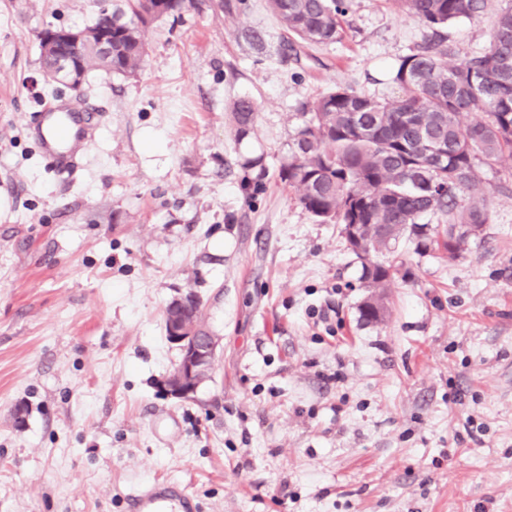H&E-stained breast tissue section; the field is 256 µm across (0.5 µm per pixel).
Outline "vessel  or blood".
I'll return each mask as SVG.
<instances>
[{"label":"vessel or blood","mask_w":512,"mask_h":512,"mask_svg":"<svg viewBox=\"0 0 512 512\" xmlns=\"http://www.w3.org/2000/svg\"><path fill=\"white\" fill-rule=\"evenodd\" d=\"M81 112L68 103L54 104L41 117L37 130L44 154L60 167H73L83 145L95 138L94 127H83ZM128 512H196L188 488L179 480L162 479L135 485L127 496Z\"/></svg>","instance_id":"vessel-or-blood-1"}]
</instances>
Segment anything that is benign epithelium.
<instances>
[{
    "mask_svg": "<svg viewBox=\"0 0 512 512\" xmlns=\"http://www.w3.org/2000/svg\"><path fill=\"white\" fill-rule=\"evenodd\" d=\"M44 37L58 43L78 42L83 34L74 29H56ZM168 340L177 345L181 358L177 371L164 382L166 394L177 400H188L210 375L217 348V338L205 328L176 320L165 313Z\"/></svg>",
    "mask_w": 512,
    "mask_h": 512,
    "instance_id": "7a95c632",
    "label": "benign epithelium"
}]
</instances>
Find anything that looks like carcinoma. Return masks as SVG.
Returning a JSON list of instances; mask_svg holds the SVG:
<instances>
[{"label": "carcinoma", "instance_id": "cac0c4a2", "mask_svg": "<svg viewBox=\"0 0 512 512\" xmlns=\"http://www.w3.org/2000/svg\"><path fill=\"white\" fill-rule=\"evenodd\" d=\"M130 17L99 11L85 38L57 48L80 64L77 77L102 69L128 74L140 68L143 32L153 19L183 8L185 0H127ZM297 50L341 39L343 0H268ZM432 30L412 53L395 60L396 96L379 97L337 87L314 99L291 139L279 180L323 224L362 225L360 240L345 238L372 289L361 316L384 320L390 268L370 259L402 237L424 250L454 256L488 222L485 199L475 195L486 168L512 158V5L502 8L488 47L458 56L441 29L480 18L489 0H393ZM112 28V55L96 33ZM234 133L254 132L257 106L240 98L231 107ZM439 142L444 155L431 146Z\"/></svg>", "mask_w": 512, "mask_h": 512}]
</instances>
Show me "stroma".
Segmentation results:
<instances>
[{
  "mask_svg": "<svg viewBox=\"0 0 512 512\" xmlns=\"http://www.w3.org/2000/svg\"><path fill=\"white\" fill-rule=\"evenodd\" d=\"M219 2L150 23L135 73L89 76L102 123L58 171L34 129L74 96L44 84L40 35L126 2L0 0V512H124L131 481L166 478L199 512H512V159L483 171L489 220L456 256L373 254L390 313L365 322L359 260L276 173L303 103L393 93L384 64L427 29L350 0L343 38L297 59L266 0ZM506 4L448 26L460 56ZM189 293L219 346L179 402L163 316ZM234 133L237 140H243L254 132L257 106L248 98H240L232 103L231 107Z\"/></svg>",
  "mask_w": 512,
  "mask_h": 512,
  "instance_id": "obj_1",
  "label": "stroma"
}]
</instances>
